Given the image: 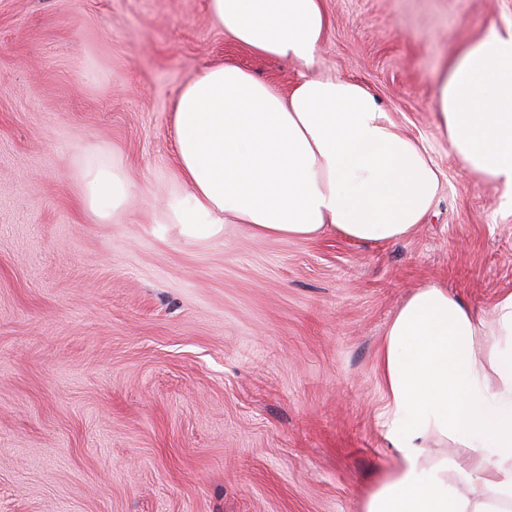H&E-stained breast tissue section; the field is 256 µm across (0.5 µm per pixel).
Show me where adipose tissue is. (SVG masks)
<instances>
[{
	"mask_svg": "<svg viewBox=\"0 0 512 512\" xmlns=\"http://www.w3.org/2000/svg\"><path fill=\"white\" fill-rule=\"evenodd\" d=\"M225 34L252 53L313 67L328 25L321 0H208ZM440 127L466 171L512 187V29L489 25L436 83ZM177 170L161 222L188 238L247 225L259 239L360 242L405 237L430 211L438 172L360 84L302 78L281 95L233 63L204 69L174 112ZM81 204L120 223L132 194L120 163L92 149ZM378 368L396 450L364 512H512V293L483 319L429 283L390 322ZM470 449L471 462L428 459Z\"/></svg>",
	"mask_w": 512,
	"mask_h": 512,
	"instance_id": "adipose-tissue-1",
	"label": "adipose tissue"
}]
</instances>
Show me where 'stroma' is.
<instances>
[{"mask_svg":"<svg viewBox=\"0 0 512 512\" xmlns=\"http://www.w3.org/2000/svg\"><path fill=\"white\" fill-rule=\"evenodd\" d=\"M317 62L260 57L208 0H0V512H362L395 451L377 357L417 287L488 318L512 293V191L474 180L438 126L436 79L512 0H323ZM232 61L280 94L363 85L439 171L391 243L336 231L197 241L159 220L177 98ZM134 202L80 205L83 151Z\"/></svg>","mask_w":512,"mask_h":512,"instance_id":"obj_1","label":"stroma"}]
</instances>
